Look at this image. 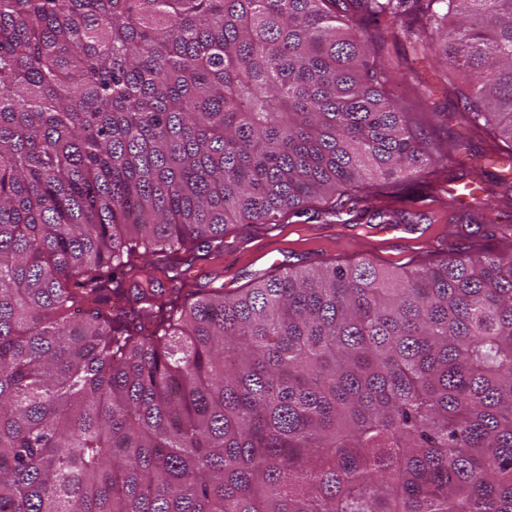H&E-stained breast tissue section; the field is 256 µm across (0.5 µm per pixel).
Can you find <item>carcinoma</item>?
<instances>
[{
    "mask_svg": "<svg viewBox=\"0 0 512 512\" xmlns=\"http://www.w3.org/2000/svg\"><path fill=\"white\" fill-rule=\"evenodd\" d=\"M414 26L512 160V0H0V512H512V244L185 288L436 160Z\"/></svg>",
    "mask_w": 512,
    "mask_h": 512,
    "instance_id": "1",
    "label": "carcinoma"
}]
</instances>
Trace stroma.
<instances>
[{
    "instance_id": "obj_1",
    "label": "stroma",
    "mask_w": 512,
    "mask_h": 512,
    "mask_svg": "<svg viewBox=\"0 0 512 512\" xmlns=\"http://www.w3.org/2000/svg\"><path fill=\"white\" fill-rule=\"evenodd\" d=\"M410 34L388 42L381 56L396 66L390 87L402 109H409L417 94L428 96L432 110L421 121L417 132L437 152L459 141L465 149L449 157L445 175L449 182L468 180L473 166H483L474 209H448L429 200L430 188L424 174L404 180L400 188L404 211L418 215L417 223L405 232L390 235L373 219L371 205L362 203L343 218L305 215L293 224L268 227L259 224L231 225L224 236V254L216 259L195 261L189 283L194 288L225 289L247 287L256 277L271 273L273 266L305 269L322 264H353L373 261L389 272H401L419 252L433 249L436 241L448 248L464 246L469 237L482 238L487 249L499 250L512 244V208L501 202L512 185V175L491 162V140L462 123L461 101L439 75L442 67L436 57H414Z\"/></svg>"
}]
</instances>
